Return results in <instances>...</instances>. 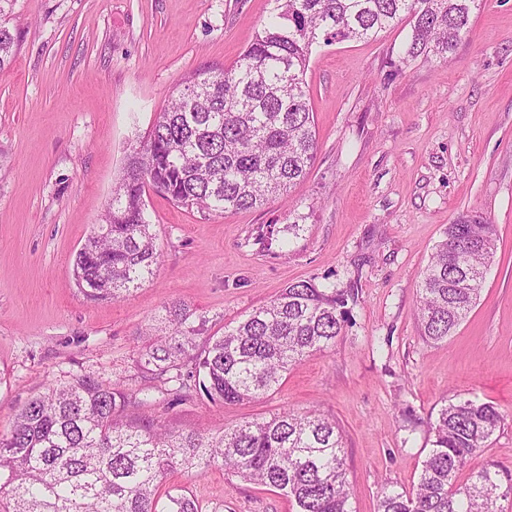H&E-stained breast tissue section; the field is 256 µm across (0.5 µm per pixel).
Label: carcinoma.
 Listing matches in <instances>:
<instances>
[{"instance_id":"1","label":"carcinoma","mask_w":512,"mask_h":512,"mask_svg":"<svg viewBox=\"0 0 512 512\" xmlns=\"http://www.w3.org/2000/svg\"><path fill=\"white\" fill-rule=\"evenodd\" d=\"M16 0H0V69L16 54L6 26ZM486 0H274L255 40L232 67L188 76L158 112L146 139L126 156L103 216L76 252L73 274L89 301L125 297L158 261L144 195L215 214L262 207L308 175L317 141L305 74L312 50L368 40L401 21L411 37L400 63L448 60L469 36ZM497 225L465 214L448 225L421 282L424 338L448 339L468 317L497 251ZM348 291L297 281L197 351L182 305L166 310L162 333L136 359L138 370L225 405L276 391L291 367L335 344L347 321ZM119 381L75 377L25 402L0 437V512H199L167 475L219 466L281 492L296 512H353L343 435L316 412L285 410L244 421L222 434L179 432L123 421ZM503 416L489 403H445L428 424L431 448L416 486L386 484L376 512H503L512 470L498 464L461 477Z\"/></svg>"}]
</instances>
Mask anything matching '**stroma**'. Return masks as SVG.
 <instances>
[{
	"label": "stroma",
	"mask_w": 512,
	"mask_h": 512,
	"mask_svg": "<svg viewBox=\"0 0 512 512\" xmlns=\"http://www.w3.org/2000/svg\"><path fill=\"white\" fill-rule=\"evenodd\" d=\"M271 0H17L20 43L0 70V435L50 384L122 382V418L213 435L283 409L316 410L343 434L353 512L382 485H416L427 423L470 398L504 416L468 470L512 469V0H487L453 59L403 65L410 27L316 48L306 81L317 132L287 199L211 215L147 192L160 253L153 277L87 301L72 261L100 224L130 144L174 88L228 68ZM498 227L480 298L447 341L421 335L420 281L460 215ZM299 223L297 236L283 229ZM300 280L352 290L335 346L293 366L279 390L237 405L169 403L135 360L164 309L188 306L199 338ZM202 512H294L266 487L213 468L174 473Z\"/></svg>",
	"instance_id": "35a3bbf8"
}]
</instances>
